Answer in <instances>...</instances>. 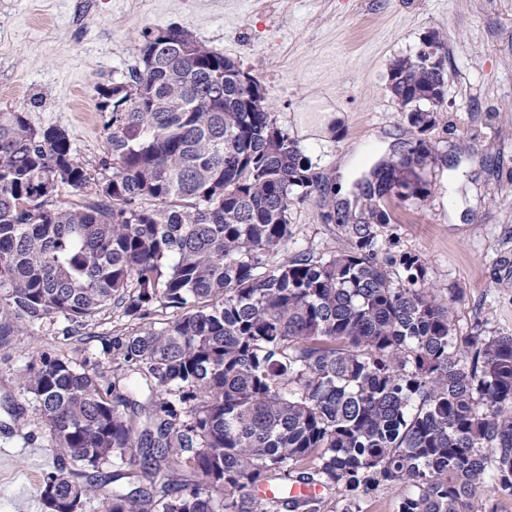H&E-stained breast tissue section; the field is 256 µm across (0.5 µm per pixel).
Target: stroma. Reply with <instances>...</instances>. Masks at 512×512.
Instances as JSON below:
<instances>
[{
    "mask_svg": "<svg viewBox=\"0 0 512 512\" xmlns=\"http://www.w3.org/2000/svg\"><path fill=\"white\" fill-rule=\"evenodd\" d=\"M170 25L249 71L277 126L319 174V191L288 214L289 259L344 252L345 224L367 221L361 184L375 155L395 159L411 138L390 68L439 34L446 87L428 133L435 158L423 173L427 190L388 200L393 219L378 229L379 248L424 261L428 284L455 299L457 335L479 320L487 334H512V0H0V112L24 111L36 128L65 127L78 158L98 165L105 116L96 86L137 65L146 30ZM303 112L332 113L328 131L302 134L295 118ZM351 153L357 170L340 201L338 162ZM334 212L344 223L329 221ZM179 315L159 306L140 320L112 307L78 334L67 335L60 318L0 347V512H46L40 476L78 471L21 392L30 358L48 351L108 372L105 340Z\"/></svg>",
    "mask_w": 512,
    "mask_h": 512,
    "instance_id": "1",
    "label": "stroma"
}]
</instances>
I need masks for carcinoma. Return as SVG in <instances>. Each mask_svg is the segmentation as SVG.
<instances>
[{"label":"carcinoma","instance_id":"obj_1","mask_svg":"<svg viewBox=\"0 0 512 512\" xmlns=\"http://www.w3.org/2000/svg\"><path fill=\"white\" fill-rule=\"evenodd\" d=\"M441 69L395 61L402 103L441 100ZM186 29L143 36L140 65L96 88L104 157L91 169L67 132L0 112V346L56 317L81 326L113 306L186 313L105 344L144 401L100 368L43 352L26 366L55 447L93 468L113 457L150 484L50 473L48 512H280L264 482L341 490L343 512L389 485L395 512H498L512 499V335L460 338L454 299L420 257L379 258L391 211L372 191L347 251L274 262L288 213L318 177L276 125L257 79ZM431 144L372 173L424 193ZM68 188L89 197L58 200ZM399 265L394 281L388 266ZM487 487L479 507L472 499Z\"/></svg>","mask_w":512,"mask_h":512}]
</instances>
